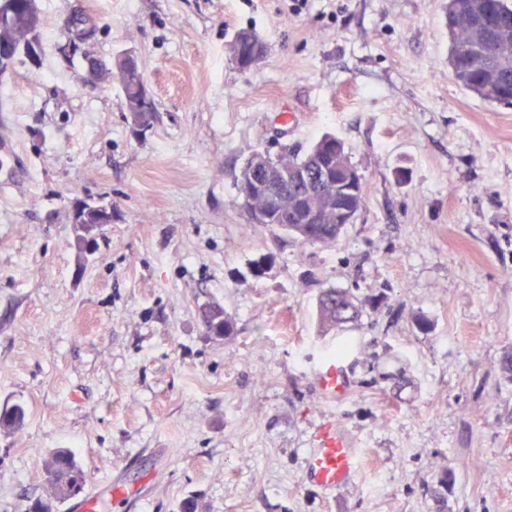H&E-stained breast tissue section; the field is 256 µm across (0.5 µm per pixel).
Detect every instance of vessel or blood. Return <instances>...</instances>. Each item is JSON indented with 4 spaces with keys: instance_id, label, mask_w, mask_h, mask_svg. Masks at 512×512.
<instances>
[{
    "instance_id": "vessel-or-blood-1",
    "label": "vessel or blood",
    "mask_w": 512,
    "mask_h": 512,
    "mask_svg": "<svg viewBox=\"0 0 512 512\" xmlns=\"http://www.w3.org/2000/svg\"><path fill=\"white\" fill-rule=\"evenodd\" d=\"M320 387L327 397L339 398L346 394L350 379L345 362L333 356L318 372ZM309 479L327 490L342 486L356 471L357 458L346 439L335 429L323 430L315 448L309 449L305 459Z\"/></svg>"
}]
</instances>
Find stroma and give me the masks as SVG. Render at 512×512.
Masks as SVG:
<instances>
[{"mask_svg": "<svg viewBox=\"0 0 512 512\" xmlns=\"http://www.w3.org/2000/svg\"><path fill=\"white\" fill-rule=\"evenodd\" d=\"M41 80L0 79V512L48 499L72 452L99 512H512V107L448 66V0H39ZM75 15L92 33L72 50ZM265 44L243 71L229 44ZM138 58L157 107L135 126L88 62ZM343 140L365 205L335 245L249 223L253 151ZM106 204L78 258L68 214ZM267 259L265 274L253 265ZM362 316L321 333L316 298ZM222 306L231 335L200 311ZM350 388L317 371L343 339ZM362 459L326 492L324 427ZM26 411L22 405L14 404L0 410V430L7 433L20 431L25 425Z\"/></svg>", "mask_w": 512, "mask_h": 512, "instance_id": "35a3bbf8", "label": "stroma"}]
</instances>
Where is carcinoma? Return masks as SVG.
Wrapping results in <instances>:
<instances>
[{"label":"carcinoma","mask_w":512,"mask_h":512,"mask_svg":"<svg viewBox=\"0 0 512 512\" xmlns=\"http://www.w3.org/2000/svg\"><path fill=\"white\" fill-rule=\"evenodd\" d=\"M464 0H448V65L463 89L489 105L512 106V58L499 54V36L489 39L478 32L469 14L462 8ZM484 10L506 25L505 35L512 38V4L509 0H482ZM40 8L33 0H0V58H14L22 63L26 57H13L15 49L28 41L31 34L40 32ZM479 49L488 59L487 70L497 74L488 83L486 70L471 63V54ZM122 91L127 111L134 122L150 126L157 108L149 98L138 60H123ZM288 162L290 170L299 175L294 188L288 190L285 207L271 206L261 212L258 224L270 225L303 246L330 247L336 243L348 217L355 216L365 203L361 178L350 174L353 165L345 152L344 142L332 134H324L309 148L285 146L277 153ZM243 205L255 209L264 186L254 185L247 190L238 186ZM108 207L83 203L72 210L70 223L74 226V246L82 259L106 223ZM362 313L357 297L346 289L328 288L319 298L318 315L322 328L332 330L359 320ZM203 323L209 334L228 336L233 331L232 320L220 307H209L203 313ZM26 411L14 404L0 410V430L14 433L23 428ZM53 476L52 496L63 503L82 492L86 474L68 451L58 450L47 461Z\"/></svg>","instance_id":"obj_1"}]
</instances>
